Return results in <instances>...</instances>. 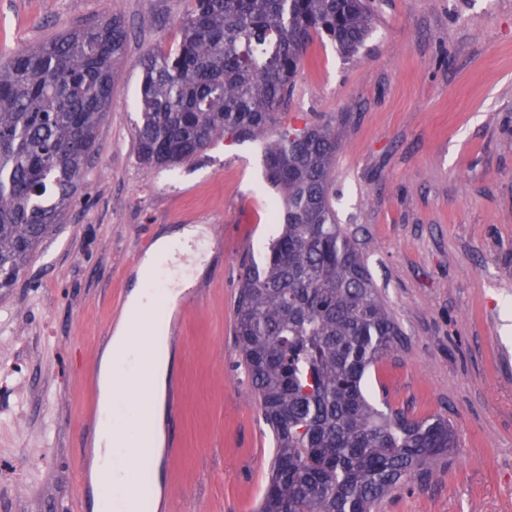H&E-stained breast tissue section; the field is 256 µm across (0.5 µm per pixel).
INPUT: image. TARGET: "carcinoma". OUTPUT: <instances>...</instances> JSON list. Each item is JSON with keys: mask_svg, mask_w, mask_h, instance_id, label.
<instances>
[{"mask_svg": "<svg viewBox=\"0 0 512 512\" xmlns=\"http://www.w3.org/2000/svg\"><path fill=\"white\" fill-rule=\"evenodd\" d=\"M367 0H196L177 49L142 61L137 158L146 168L195 159L217 137L265 140L312 34L355 56L372 28ZM127 31L111 17L0 64V288H10L62 223L112 103ZM339 136L286 128L265 148L282 197L279 235L246 268L238 346L274 445L257 512H373L455 447L442 418L387 414L369 370L401 331L329 194Z\"/></svg>", "mask_w": 512, "mask_h": 512, "instance_id": "1", "label": "carcinoma"}]
</instances>
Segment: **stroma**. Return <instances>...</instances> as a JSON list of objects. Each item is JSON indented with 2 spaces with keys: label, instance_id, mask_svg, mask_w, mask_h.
Masks as SVG:
<instances>
[{
  "label": "stroma",
  "instance_id": "obj_1",
  "mask_svg": "<svg viewBox=\"0 0 512 512\" xmlns=\"http://www.w3.org/2000/svg\"><path fill=\"white\" fill-rule=\"evenodd\" d=\"M195 0H0V52L108 16L130 31L94 158L63 224L0 290V512L93 503L101 338L135 288L145 239L205 228L201 302L176 309L164 458L175 512H254L272 434L237 348L243 266L278 230L263 144L216 138L195 160L143 168L136 126L147 54L174 49ZM364 46L314 36L279 128L339 133L330 194L403 344L367 381L381 410L442 417L457 446L377 512H512V0H374Z\"/></svg>",
  "mask_w": 512,
  "mask_h": 512
}]
</instances>
